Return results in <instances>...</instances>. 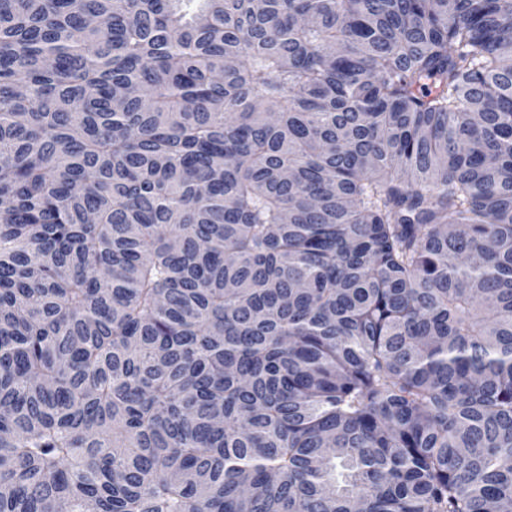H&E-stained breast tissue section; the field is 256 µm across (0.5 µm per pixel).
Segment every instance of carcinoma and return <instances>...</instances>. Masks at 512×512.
<instances>
[{"label": "carcinoma", "mask_w": 512, "mask_h": 512, "mask_svg": "<svg viewBox=\"0 0 512 512\" xmlns=\"http://www.w3.org/2000/svg\"><path fill=\"white\" fill-rule=\"evenodd\" d=\"M512 512V0H0V512Z\"/></svg>", "instance_id": "obj_1"}]
</instances>
